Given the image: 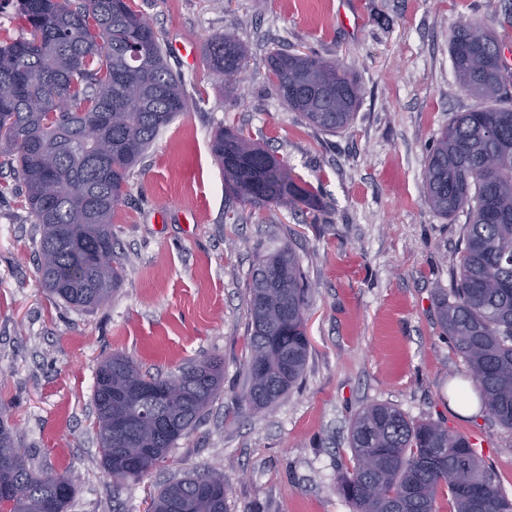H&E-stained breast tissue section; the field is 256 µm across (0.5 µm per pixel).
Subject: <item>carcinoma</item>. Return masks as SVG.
I'll list each match as a JSON object with an SVG mask.
<instances>
[{
  "label": "carcinoma",
  "instance_id": "obj_1",
  "mask_svg": "<svg viewBox=\"0 0 512 512\" xmlns=\"http://www.w3.org/2000/svg\"><path fill=\"white\" fill-rule=\"evenodd\" d=\"M28 35L0 42V140L16 157L26 203L39 224L38 272L53 296L91 312L123 279L112 214L132 169L159 132L187 108L179 79L151 24L129 0H17ZM471 21L452 35L456 79L478 104L458 113L432 144L425 203L448 218L467 212L453 288L437 296L439 323L470 371L484 410L512 432V76L489 32L471 48ZM208 67L240 72L245 50L231 34L210 39ZM269 68L282 99L305 122L334 132L348 126L361 87L316 54L275 51ZM138 94L141 107L126 99ZM93 130L95 137L86 136ZM212 152L226 189L240 202L288 207L313 197L286 164L241 130L218 128ZM310 284L285 247L259 260L248 283L250 315L243 401L272 410L302 378L309 353L305 306ZM186 399L158 397L168 382L128 357L104 359L95 382V426L106 474L121 485L164 460L215 397L222 362L206 358L179 371ZM353 466L336 490L353 512H436L447 493L454 512H512L493 471L467 436L372 403L350 432ZM34 475L0 407V512H66L74 484ZM229 477L189 474L164 484L152 512H225Z\"/></svg>",
  "mask_w": 512,
  "mask_h": 512
}]
</instances>
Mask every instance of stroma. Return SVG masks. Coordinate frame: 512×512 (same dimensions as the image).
Returning a JSON list of instances; mask_svg holds the SVG:
<instances>
[{
  "instance_id": "obj_1",
  "label": "stroma",
  "mask_w": 512,
  "mask_h": 512,
  "mask_svg": "<svg viewBox=\"0 0 512 512\" xmlns=\"http://www.w3.org/2000/svg\"><path fill=\"white\" fill-rule=\"evenodd\" d=\"M152 24L182 85L186 112L131 172L112 216L130 263L110 302L91 313L51 297L34 250L26 189L0 151V404L34 474L71 471L67 512H147L169 480L218 470L226 512H353L336 489L352 464L350 425L389 403L477 442L512 499V432L485 411L461 416L469 371L437 320L452 288L466 213L424 203L437 133L474 105L449 55L453 31L480 21L512 51V0H130ZM246 48L239 99L205 60L208 39ZM193 50L185 60L176 50ZM336 61L362 88L349 127H310L276 90L271 52ZM246 133L310 184L312 204L251 206L229 196L211 153L219 126ZM289 246L312 284L302 381L270 412L248 409L247 282L259 257ZM119 353L170 376L224 362L200 421L147 476L123 487L104 472L94 420L95 374Z\"/></svg>"
}]
</instances>
